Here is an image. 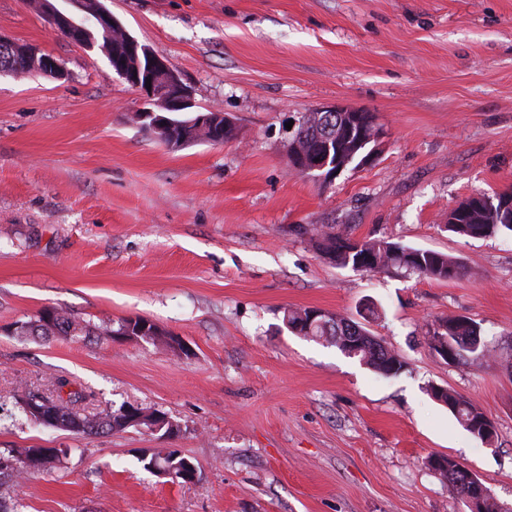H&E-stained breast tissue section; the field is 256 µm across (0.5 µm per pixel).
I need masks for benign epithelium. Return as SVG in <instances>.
Segmentation results:
<instances>
[{"instance_id":"benign-epithelium-1","label":"benign epithelium","mask_w":512,"mask_h":512,"mask_svg":"<svg viewBox=\"0 0 512 512\" xmlns=\"http://www.w3.org/2000/svg\"><path fill=\"white\" fill-rule=\"evenodd\" d=\"M71 3L79 6L84 13L83 18L78 19L68 10L55 5V0H38V6L50 19L54 30L65 34L71 40L87 45L89 29L94 28L103 33H109L114 28L122 27V24L102 6L98 0L91 5L81 0H71ZM128 55L134 59V67L125 66L115 70V74L125 80L131 87L146 93L151 108L140 114V119L152 118L150 128L163 137L168 135L169 120L160 116L162 112H186L193 108L191 93L180 81L178 75L164 59L154 55L139 41L125 34ZM0 43L9 48L10 55L0 66L1 74L17 75L33 68H38L46 73H60L59 64L52 58L40 56L29 47H23L14 42L0 37ZM151 85H146V82ZM316 112H346L350 114L351 126H355L359 132L360 145L366 149L362 155L361 163H366L376 155V148L370 144L377 143L384 135L383 129L378 127L376 118L364 110L348 105L320 106L314 108ZM213 119L223 121L224 134L217 137L214 143L220 144L235 135L233 122L221 113L211 115H199L187 122L192 126L196 123L202 125ZM288 160L292 166L302 171L305 175L316 178L324 184L330 183L338 173L336 162L331 160V151L322 149L311 154L307 153L300 140L295 135H290L287 143ZM459 482L469 486L471 493L466 497V504L470 512H482L484 498L488 490L480 482L477 476L465 469L459 475Z\"/></svg>"}]
</instances>
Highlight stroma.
Listing matches in <instances>:
<instances>
[{"instance_id": "35a3bbf8", "label": "stroma", "mask_w": 512, "mask_h": 512, "mask_svg": "<svg viewBox=\"0 0 512 512\" xmlns=\"http://www.w3.org/2000/svg\"><path fill=\"white\" fill-rule=\"evenodd\" d=\"M167 60L233 140L161 144L145 97L98 51L54 31L35 0H0V37L64 71L0 75V448H66L59 469L0 483L12 512H469L428 456L456 459L512 508V235L461 238L466 198L512 189V0H102ZM373 112L374 159L328 185L287 158V123L321 105ZM348 225L456 258L436 281L330 264L314 229ZM44 308L102 325L142 317L184 351L144 341L18 336ZM363 325L404 363L379 376L295 335L287 310ZM463 316L485 358L451 363L427 334ZM64 377L83 415L159 409L167 437L34 423L22 389ZM494 423L485 444L428 390ZM173 448L190 483L147 471Z\"/></svg>"}]
</instances>
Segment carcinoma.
<instances>
[{
	"label": "carcinoma",
	"instance_id": "obj_1",
	"mask_svg": "<svg viewBox=\"0 0 512 512\" xmlns=\"http://www.w3.org/2000/svg\"><path fill=\"white\" fill-rule=\"evenodd\" d=\"M94 47L103 50L107 43H112V51L120 53L123 44L117 32L110 35L93 33ZM303 122L297 127V132L304 143L312 147L318 144H328L331 147L332 158L336 165L341 166L352 153V140L344 129L343 118L335 112L302 113ZM175 123L170 136L174 142L182 140L195 142L206 139V135L186 125V120L172 118ZM446 229L458 236L481 239L500 234H512V191L481 194L479 204L475 205L469 199L461 202L448 212ZM316 249L330 262L341 266L356 268L371 257V263L365 271L381 272L390 269L402 270L433 280H453L465 275V268L456 259L431 250L414 249L398 242L385 239L356 240L350 232L341 227L328 225L313 237ZM284 320L288 325H299V335L321 340L343 349L344 339L354 341L355 357L384 377L399 375L404 363L375 337L371 336L362 326L339 314H330L322 324L309 323L307 310H291L285 314ZM146 320L140 317L124 318L117 327L109 325L96 326L91 322L70 312L54 308L42 309L30 320L18 324L16 331L20 335L40 334L42 336H64L70 338H89L91 336L110 338L125 329L144 332ZM450 347L455 352L456 360L478 358L484 355L486 345L481 340L480 327L467 317H450L441 321L432 334L429 335V346L436 341ZM71 382L63 377L56 378V396H44L39 392L29 391L28 397L35 405L54 409L59 413L60 426L63 431L82 434H97L99 432L117 431L121 427L120 410L115 409L103 417L81 415L75 411V405L86 399L84 390L70 388ZM444 404L455 415L457 421L470 434L482 438L475 433L478 418L484 416L480 409L468 403L457 393L450 391L445 397ZM37 452L35 448H7L0 451V479L4 477L18 478L39 470L32 460ZM144 468L160 474L165 469L171 472L170 479L183 482L182 474L193 470L194 464L187 458L175 456L169 448H156L151 453L141 457ZM446 466L439 471L442 478L448 481L451 490L464 498L467 489L456 483L455 473L459 463L445 458Z\"/></svg>",
	"mask_w": 512,
	"mask_h": 512
}]
</instances>
